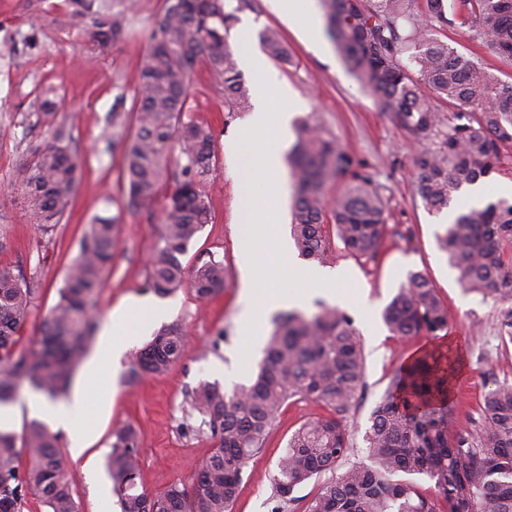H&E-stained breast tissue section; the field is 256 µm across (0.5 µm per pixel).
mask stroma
<instances>
[{
    "instance_id": "obj_1",
    "label": "stroma",
    "mask_w": 512,
    "mask_h": 512,
    "mask_svg": "<svg viewBox=\"0 0 512 512\" xmlns=\"http://www.w3.org/2000/svg\"><path fill=\"white\" fill-rule=\"evenodd\" d=\"M62 0H0V268L31 278L37 285L24 336L35 335L47 312L58 301L68 268L95 216L119 219L117 249L104 276L99 298L101 320L130 299L125 328L127 349L142 347L162 327L176 324L183 331L186 352L165 374L128 383L126 371L105 377L88 401L85 419L98 431L97 442L71 460L74 493L80 512H116L117 494L102 497L96 481H109L106 458L112 450V430L129 424L139 434V487L162 492L177 481H188L214 442L197 432L200 416L192 415L187 393L199 380L219 383L225 391L247 385L263 359L262 347L251 346L244 331L241 301L240 206L241 158L224 149L237 133L243 113L229 111L224 90L205 64L191 75L190 119L209 125L215 137L216 159L203 183L213 220L190 244L182 262L194 267L209 259L223 261L227 285L207 301L190 288L158 294L147 283L148 260L163 220L165 198L137 209L128 206L121 152L102 154L112 135V105L118 94L133 98L138 66L148 45V32L162 0H132L131 37L99 53L82 27L59 32L53 19ZM306 16L286 18L271 0H226L247 30L231 29L227 43L248 48L259 43L266 28L278 29L292 52L288 65L266 59L275 86L298 99L297 119H313L339 141L368 171L387 204L388 235L374 260L356 258L333 242L331 271L348 273L365 292L363 302L349 312L361 334L367 355V385L346 417L352 432L353 459L363 456V433L372 409L398 370L419 354L442 350L457 357L459 369L452 395L455 436L475 435L481 423L483 398L491 380L512 383V352L496 354L495 342L503 319H512V300L464 292L456 271L438 247L443 218L428 212L413 194L414 157L427 144L395 120L382 104L363 90L327 37L319 0H307ZM317 28L316 43L304 34ZM447 42L474 56L502 81L512 82V63L474 41L468 27L446 31ZM56 96L54 126L45 125L34 108L44 94ZM76 151L82 175L61 224L44 234L24 206V170L55 134ZM425 271L448 307V329L438 335L397 337L384 325L381 313L405 282L408 272ZM162 309L159 319L148 309ZM314 401L289 399L271 426L262 450L244 469L233 512H271L272 480L292 433L306 420L327 415Z\"/></svg>"
}]
</instances>
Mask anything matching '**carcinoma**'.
<instances>
[{"label":"carcinoma","mask_w":512,"mask_h":512,"mask_svg":"<svg viewBox=\"0 0 512 512\" xmlns=\"http://www.w3.org/2000/svg\"><path fill=\"white\" fill-rule=\"evenodd\" d=\"M63 2L54 23L62 29L84 24L102 53L129 34L128 11L114 0ZM460 2L461 11L449 14L444 0H320L327 34L348 70L402 127L432 139L414 158V195L435 212L448 208L462 188L497 172L501 150L512 146V83L434 37L460 23L512 61V0ZM235 20L225 0H163L132 105L125 109L120 94L112 106V128L123 139L129 205L150 204L170 183L149 260L148 284L158 294L186 286L206 300L226 286L224 262L212 258L188 269L181 261L212 222L202 184L215 159L212 129L185 119V112L190 75L200 62L224 88L230 111L250 108V90L226 45ZM261 41L271 58L291 63L278 30L265 29ZM423 85L448 104V113L437 111ZM288 160L296 184L291 230L300 255L326 263L334 238L350 255L376 259L388 215L363 165L311 120L298 126ZM79 169L59 133L26 169L27 208L44 233L60 224ZM336 180L344 188L329 200L325 187ZM116 229L115 218L93 220L56 306L27 345L21 331L35 288L0 269V406L14 402L25 384L50 400L67 395L98 328L97 295L112 265ZM508 238L512 200L501 198L459 212L438 243L467 290L511 300L512 269L500 247ZM383 321L394 336L435 335L448 329V309L430 279L414 271L384 309ZM185 351L180 327H164L130 354L128 380L163 374ZM453 378L442 354L404 365L370 414L363 458L348 464L352 445L343 418L366 386V356L354 319L324 304L310 316L283 312L252 383L228 393L216 382L200 381L188 392L216 442L191 483H173L157 495L139 490L138 434L130 425L113 430L107 467L120 512H233L247 461L296 396L322 404L329 415L305 421L289 438L273 479L272 512H288L296 487L328 472L331 478L303 512H512V384L489 389L479 432L456 439L448 404ZM400 473L427 476L437 495H422L413 481L396 479ZM31 495L46 512H79L70 465L56 436L36 421L21 448L14 434L0 431V512H22Z\"/></svg>","instance_id":"obj_1"}]
</instances>
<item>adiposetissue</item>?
I'll return each mask as SVG.
<instances>
[{"instance_id": "adipose-tissue-1", "label": "adipose tissue", "mask_w": 512, "mask_h": 512, "mask_svg": "<svg viewBox=\"0 0 512 512\" xmlns=\"http://www.w3.org/2000/svg\"><path fill=\"white\" fill-rule=\"evenodd\" d=\"M126 318V312L117 309L111 312L102 334L97 354L89 361L84 379L72 401L53 403L43 396L28 398L26 407L29 414L49 421L52 425L68 430L70 438L69 451L72 457H80L95 438L94 427L77 426L76 421L87 404L95 384L113 366L124 349V343L117 336V328Z\"/></svg>"}]
</instances>
